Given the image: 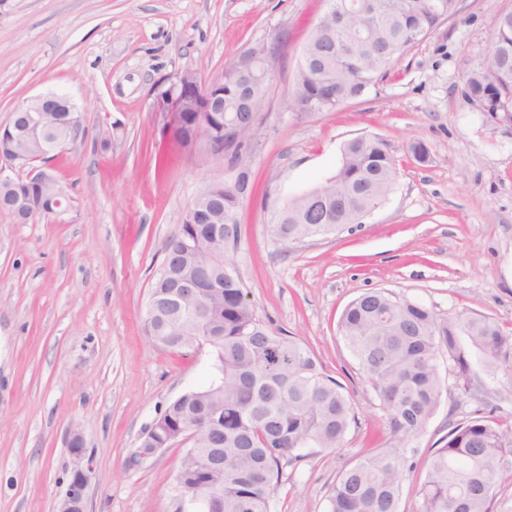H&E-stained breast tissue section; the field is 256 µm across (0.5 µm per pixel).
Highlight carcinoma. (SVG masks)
<instances>
[{
    "instance_id": "cac0c4a2",
    "label": "carcinoma",
    "mask_w": 512,
    "mask_h": 512,
    "mask_svg": "<svg viewBox=\"0 0 512 512\" xmlns=\"http://www.w3.org/2000/svg\"><path fill=\"white\" fill-rule=\"evenodd\" d=\"M300 55L289 109L312 115L332 112L359 99L382 71L457 11L458 0H325ZM490 50L464 72L466 98L493 118H512V9L493 22ZM239 74L224 73V121L247 120L241 112ZM197 113L184 107L183 123L171 138L196 144ZM32 154L67 138L62 122L30 129ZM237 183L214 182L184 215L179 233L194 248L157 275L144 310L146 335L167 351L198 355L208 350L214 377L191 388L162 411L150 437L169 447L191 418L205 420L194 442L183 448L172 508L187 492L218 486L215 512H272L283 459L301 458L305 448H337L355 413L342 386L326 375L307 347L278 335L258 317L232 259L240 238L235 216L252 194L246 146L224 138ZM394 146L377 135L348 141L336 173L315 188L274 204L273 235L284 243L325 236L358 224L396 182ZM16 187L34 200L35 217L50 213V190L26 182ZM208 257L218 287L192 295L181 306L169 301L172 284ZM209 317H192L198 307ZM339 332L360 370L390 414L392 433L410 439L423 433L440 405L441 362L448 361L463 388L472 387L477 360L489 373L512 382V331L479 314L440 315L424 304L386 290L367 292L344 309ZM433 452L418 495L417 512H499L494 508L505 473L512 471V429L505 432L475 410L468 421L448 424ZM406 457L379 451L349 464L336 476L327 512H400Z\"/></svg>"
}]
</instances>
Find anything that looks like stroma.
I'll return each mask as SVG.
<instances>
[{"label":"stroma","mask_w":512,"mask_h":512,"mask_svg":"<svg viewBox=\"0 0 512 512\" xmlns=\"http://www.w3.org/2000/svg\"><path fill=\"white\" fill-rule=\"evenodd\" d=\"M324 0H0V126L35 95H68L86 136L52 161L63 214L18 224L0 213V512H56L80 433L94 458L87 512H171L181 447L130 470L126 458L161 408L208 376L146 335L143 312L167 239L196 195L231 175L205 142L163 131L162 83L204 80L252 48H268L271 80L250 142L254 194L236 212L235 253L247 299L280 335L308 347L356 415L338 448H307L282 465L274 512H326L337 473L363 455L412 447L400 512L417 491L449 419L491 403L512 426V384L480 373L463 391L443 372L426 430L403 440L338 329L345 307L386 289L437 313L481 314L512 330V125L479 112L463 72L512 0H459L457 13L410 48L357 101L289 111L300 53ZM377 134L399 177L361 223L283 244L274 202L335 174L343 145ZM424 142L427 163L407 152Z\"/></svg>","instance_id":"obj_1"}]
</instances>
